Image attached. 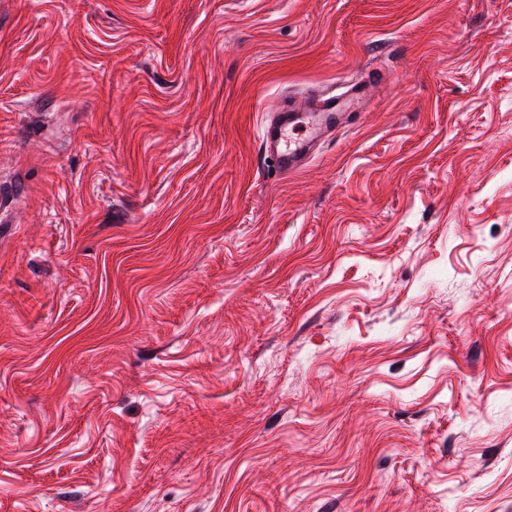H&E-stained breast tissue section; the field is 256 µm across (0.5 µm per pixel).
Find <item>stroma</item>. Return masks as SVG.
<instances>
[{
	"instance_id": "35a3bbf8",
	"label": "stroma",
	"mask_w": 512,
	"mask_h": 512,
	"mask_svg": "<svg viewBox=\"0 0 512 512\" xmlns=\"http://www.w3.org/2000/svg\"><path fill=\"white\" fill-rule=\"evenodd\" d=\"M0 512H512V0H0ZM336 125V104L332 98L311 95L305 99H285L277 112L261 126L264 157L277 172L303 168L323 132ZM298 126L303 133L293 136Z\"/></svg>"
}]
</instances>
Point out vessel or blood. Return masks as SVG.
Segmentation results:
<instances>
[{"label": "vessel or blood", "instance_id": "vessel-or-blood-1", "mask_svg": "<svg viewBox=\"0 0 512 512\" xmlns=\"http://www.w3.org/2000/svg\"><path fill=\"white\" fill-rule=\"evenodd\" d=\"M336 125L333 99L309 96L284 100L261 126L264 157L280 173L303 168L323 132Z\"/></svg>", "mask_w": 512, "mask_h": 512}]
</instances>
